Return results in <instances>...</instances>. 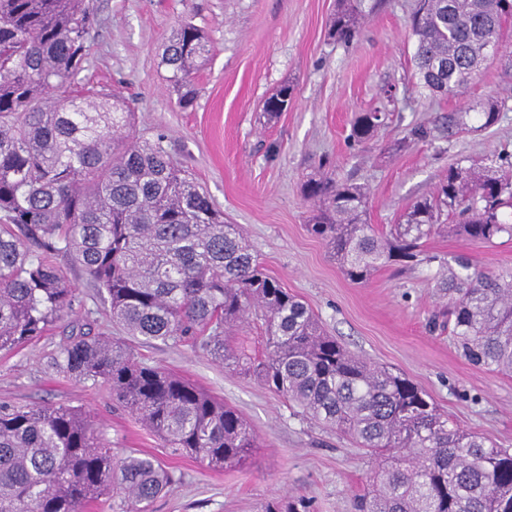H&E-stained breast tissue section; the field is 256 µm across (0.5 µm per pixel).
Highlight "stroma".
<instances>
[{
	"mask_svg": "<svg viewBox=\"0 0 512 512\" xmlns=\"http://www.w3.org/2000/svg\"><path fill=\"white\" fill-rule=\"evenodd\" d=\"M415 0H361L363 24L349 42L329 37L339 0H94L95 25L82 85L129 99L137 134L164 136L231 223L240 225L267 274L313 312L355 354L408 377L461 427L512 448V375L472 365L448 331V296L437 288L454 257L512 273V241L489 245L437 234L417 261L350 282L306 227L302 195L320 171L362 184L367 221L389 233L411 204L446 177L450 163L483 167L512 151V77L507 56L489 55L478 78L441 97L415 76V45L405 27ZM199 28L211 52L194 76L196 100L184 109L162 62L172 30ZM295 98L275 119L265 99L281 84ZM494 98L507 105L483 129L475 116L445 134L449 115ZM387 112L372 140L353 144L356 113ZM424 127L427 137L412 129ZM76 288V315L92 312L99 331L121 336L97 288L68 257L53 258ZM67 321L0 353V401L60 403L89 411L114 452L156 458L173 476L151 512H264L268 501L303 497L311 512H354L377 461L353 442L306 419L255 379L190 345L143 348L147 363L190 380L241 412L259 446L236 469H211L172 456L103 388L56 372L51 358L67 340Z\"/></svg>",
	"mask_w": 512,
	"mask_h": 512,
	"instance_id": "obj_1",
	"label": "stroma"
}]
</instances>
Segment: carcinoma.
I'll use <instances>...</instances> for the list:
<instances>
[{"label": "carcinoma", "mask_w": 512, "mask_h": 512, "mask_svg": "<svg viewBox=\"0 0 512 512\" xmlns=\"http://www.w3.org/2000/svg\"><path fill=\"white\" fill-rule=\"evenodd\" d=\"M361 14L341 0L329 33L352 39ZM512 0H416L418 82L446 96L474 80L484 44L503 43ZM89 0H0V351H11L70 316L75 288L51 260L70 257L109 304L112 320L141 345L191 343L256 377L316 424L384 458L355 512H512V450L449 423L417 384L350 352L313 312L263 269L237 224L224 221L179 167L164 137L134 129V112L108 92L82 95L75 80L88 55ZM204 33L175 29L163 53L180 102H193V73L207 60ZM294 85L265 99L274 119ZM502 104L480 105L481 127ZM387 115L359 112L357 144ZM310 232L346 277L366 283L379 268L417 257L421 241L445 232L493 244L512 239V156L497 169L448 166L387 237L367 223L365 187L323 174L302 186ZM458 224H441L444 209ZM459 270L448 293V329L472 364L512 373V275ZM261 323L264 351L231 346L227 330ZM52 364L63 376L107 387L112 398L177 455L211 468L243 465L257 447L248 421L184 377L144 358L120 338L72 322ZM173 483L157 460L119 455L91 417L65 404L0 402V512H86L104 496L115 512H148ZM265 512H308L301 498Z\"/></svg>", "instance_id": "cac0c4a2"}]
</instances>
